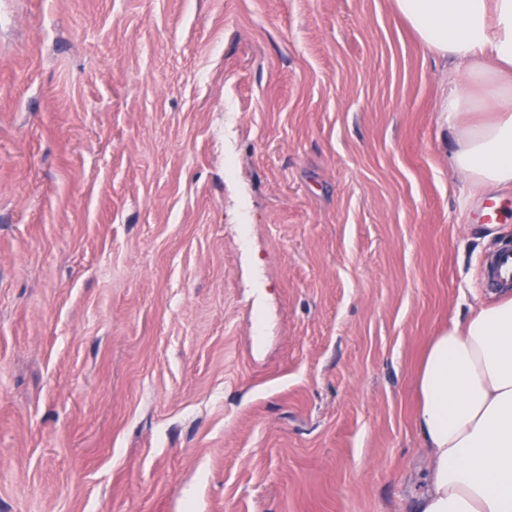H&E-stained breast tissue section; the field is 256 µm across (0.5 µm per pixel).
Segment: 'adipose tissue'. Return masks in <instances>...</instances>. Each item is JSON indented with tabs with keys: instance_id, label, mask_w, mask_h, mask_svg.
I'll return each instance as SVG.
<instances>
[{
	"instance_id": "1",
	"label": "adipose tissue",
	"mask_w": 512,
	"mask_h": 512,
	"mask_svg": "<svg viewBox=\"0 0 512 512\" xmlns=\"http://www.w3.org/2000/svg\"><path fill=\"white\" fill-rule=\"evenodd\" d=\"M444 64L448 165L483 194L512 189V0H391ZM425 443L414 512H512V290L431 336L415 375Z\"/></svg>"
}]
</instances>
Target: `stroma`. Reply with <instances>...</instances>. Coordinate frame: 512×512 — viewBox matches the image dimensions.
<instances>
[{"label":"stroma","instance_id":"35a3bbf8","mask_svg":"<svg viewBox=\"0 0 512 512\" xmlns=\"http://www.w3.org/2000/svg\"><path fill=\"white\" fill-rule=\"evenodd\" d=\"M441 74L391 0H0V512H409L512 244Z\"/></svg>","mask_w":512,"mask_h":512}]
</instances>
